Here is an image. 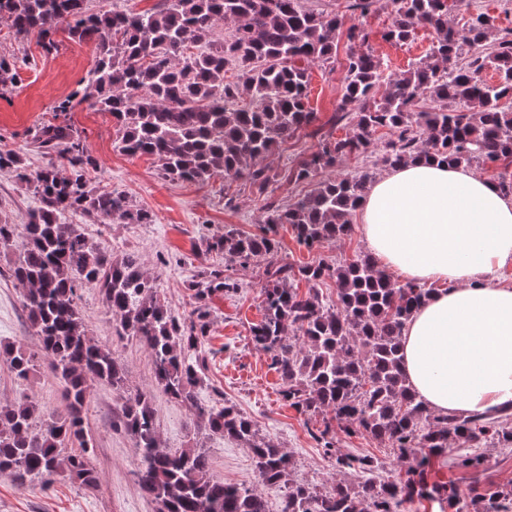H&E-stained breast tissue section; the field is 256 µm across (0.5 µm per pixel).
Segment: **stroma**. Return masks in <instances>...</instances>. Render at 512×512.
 I'll list each match as a JSON object with an SVG mask.
<instances>
[{"label": "stroma", "mask_w": 512, "mask_h": 512, "mask_svg": "<svg viewBox=\"0 0 512 512\" xmlns=\"http://www.w3.org/2000/svg\"><path fill=\"white\" fill-rule=\"evenodd\" d=\"M304 4L316 11L339 14L345 26L365 28L375 54L395 75L415 67L434 40L432 29L420 27L407 43L385 41L383 34L391 24V14L384 8L362 16L348 10L347 0H304ZM56 38L60 42L58 52L44 54L37 34L15 41L9 23L0 19V54L15 55L18 70L15 86L0 94V148L20 152L33 169L44 166L47 159L29 146L30 130L53 120V107L76 89L95 61L93 44L68 39L63 31ZM348 48L346 36H339L335 60L310 68L308 105L316 112L318 124H327L341 103ZM65 119L78 130L88 153L97 162L91 174L92 185L122 192L132 205L153 216L149 224H125L117 218L97 220L69 214L66 223L81 225L89 239L113 258L137 254L144 270L155 277L157 291L172 312L189 317L194 308L189 282L200 271L224 261L223 255L205 252L204 238L223 233L228 225L243 232H256L263 204L257 189L225 178L220 172L205 182H173L162 177L153 158L120 152L119 134L111 116L89 104L66 113ZM389 139L386 132H377L374 154L347 157L336 167L320 171L317 179L281 180L270 184L269 189L275 198L288 199L307 194L316 181L362 170L382 178L384 170L378 152ZM36 205V197L21 187L12 171L0 170V219L20 222ZM277 239L274 260L281 264L299 265L319 258L331 263L339 257L350 258L369 251L357 231L350 240L326 242L311 250L300 246L287 226L279 228ZM16 258V251H0V344L38 353L40 344L30 328L23 290L8 275ZM231 276L238 284L237 290L215 294L209 301L211 332L201 345L207 369L204 382L196 389L197 397L205 404L221 398L234 403L252 417L262 437L293 455L296 481L331 487L340 476L313 437L320 419H307L282 400L283 382L271 367L268 355L250 339L251 326L263 315L261 271L253 265H236ZM79 295L78 305L91 338L111 347L125 370L129 393L151 394L162 447L204 449L215 477L256 486L270 512H281L286 489L259 482L250 449L197 430L191 409L166 395L158 385L147 350L136 340L117 335L98 290L84 288ZM61 392L45 359L39 358L29 378L20 380L0 358V405L26 400L35 404L43 416L61 410ZM121 404L119 392L104 385L93 386L87 422L95 444L92 464L99 474L95 486L80 485L63 473L25 485L18 484L10 474H0V512H157L156 503L136 484L138 457L134 442L115 425ZM336 446L345 452L377 458L382 465L377 473L379 479L405 476L406 464L370 437L340 431ZM427 473L429 482L455 485L463 494L474 485L487 490L512 481V454L487 451L480 471L467 473L451 467L448 456H434Z\"/></svg>", "instance_id": "obj_1"}]
</instances>
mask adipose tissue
Instances as JSON below:
<instances>
[{"label": "adipose tissue", "mask_w": 512, "mask_h": 512, "mask_svg": "<svg viewBox=\"0 0 512 512\" xmlns=\"http://www.w3.org/2000/svg\"><path fill=\"white\" fill-rule=\"evenodd\" d=\"M381 268L438 289L407 321L403 368L434 412L512 405V198L487 178L421 159L372 183L357 208Z\"/></svg>", "instance_id": "obj_1"}]
</instances>
